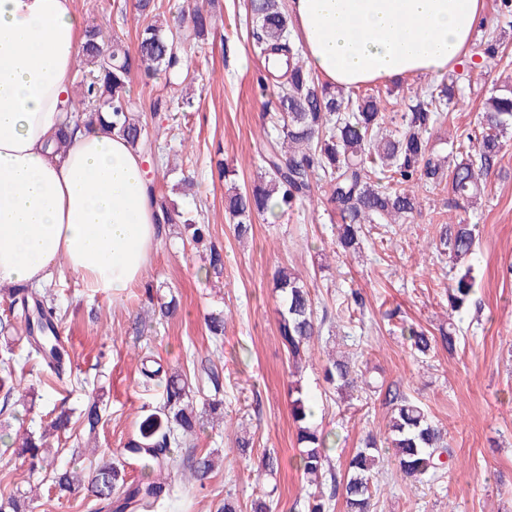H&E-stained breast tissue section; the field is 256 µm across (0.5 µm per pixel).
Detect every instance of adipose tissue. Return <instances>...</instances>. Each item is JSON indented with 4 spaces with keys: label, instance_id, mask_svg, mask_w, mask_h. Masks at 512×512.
Wrapping results in <instances>:
<instances>
[{
    "label": "adipose tissue",
    "instance_id": "1",
    "mask_svg": "<svg viewBox=\"0 0 512 512\" xmlns=\"http://www.w3.org/2000/svg\"><path fill=\"white\" fill-rule=\"evenodd\" d=\"M308 66L352 90L442 76L469 53L484 0H289ZM72 0H0V288L41 287L59 262L112 300L140 282L160 240L143 159L100 128L46 148L81 50Z\"/></svg>",
    "mask_w": 512,
    "mask_h": 512
}]
</instances>
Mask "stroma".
<instances>
[{
	"instance_id": "1",
	"label": "stroma",
	"mask_w": 512,
	"mask_h": 512,
	"mask_svg": "<svg viewBox=\"0 0 512 512\" xmlns=\"http://www.w3.org/2000/svg\"><path fill=\"white\" fill-rule=\"evenodd\" d=\"M135 0H73L85 26L134 46L141 19ZM247 0H212L214 19L206 41L184 44L195 80L192 112L177 102L155 112L148 105L165 93V79L144 85L133 78L131 94L144 105L143 120L155 149L145 168L158 190L181 208L199 212L209 226L204 243L186 242L182 225L165 226L139 286L125 299L92 294L77 275L58 269L51 293L59 314L61 342L71 375L59 380L47 372L40 355L18 336H0V361L13 357L18 386L0 410V423L41 432L61 409L73 414L68 431L52 438L49 454L57 468L92 471L101 455L123 463L127 481L145 479L121 450L140 418L163 400V389L143 382L142 372L159 367L187 374L217 366L221 391L193 382L189 398L199 418L191 448L218 454L219 462L201 482L171 470L162 479L171 497L164 512H216L233 500L241 512L272 494V512H307L313 495L327 494L330 480L315 485L299 468L296 426L290 414L291 386L300 382L314 405L313 421L328 436L330 465L336 475L367 434L382 435L388 408L381 393L365 389L337 391L326 382L329 352L348 355L367 378L399 387L422 403L447 432L453 461L433 480L410 482L383 462L378 475L376 512H512V137L500 170L489 175L482 203L469 220L478 226L481 262L474 271L475 292L467 311L448 313V287L457 271L436 250L441 222L447 221L448 194L417 188L420 206L414 217L391 229L373 224L358 254L348 255L334 242L324 185H315L313 202L294 212L258 215L253 232L237 239L224 209L228 184L250 188L261 173L257 148L271 133L269 117L278 110L275 80L260 84L265 60L251 46L246 24ZM498 72H470L472 93L435 128L429 144L446 151L449 130L478 124ZM189 188L178 189L183 178ZM224 256V271L207 273L211 250ZM301 272L311 286L321 333L310 342L299 370H292L278 333L280 296L275 270ZM359 291L363 308L349 319L343 300ZM175 297L176 315L156 324L149 293ZM395 309L399 318L383 314ZM224 315V334L214 337L205 316ZM455 321L460 343L455 352L435 347L420 357L400 332L401 322L430 335ZM98 397L101 420L88 437L79 414ZM220 397L224 421L212 426L208 403ZM253 442L242 457L236 439ZM9 438L0 439V496L37 487L35 512H93L84 495L51 488L44 471H30L14 454ZM273 457L272 474L255 482L252 474L263 456Z\"/></svg>"
}]
</instances>
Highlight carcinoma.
I'll return each instance as SVG.
<instances>
[{"label": "carcinoma", "instance_id": "cac0c4a2", "mask_svg": "<svg viewBox=\"0 0 512 512\" xmlns=\"http://www.w3.org/2000/svg\"><path fill=\"white\" fill-rule=\"evenodd\" d=\"M136 9L143 18L136 46L130 50L121 40L108 39L100 28L85 30L79 56L69 120L87 127L107 129L125 138L141 153L152 149L145 124L138 115L140 104L131 96L133 74L144 83L164 73L173 93L191 85L190 70L180 46L181 33L161 20L158 0H137ZM247 16L253 26V50L260 56L278 46L288 47V74L278 81L277 134L259 144L264 179L249 190L233 192L224 199L225 210L235 221V235L250 233L251 217L273 209L292 211L310 196L313 183L328 187L326 201L336 215L337 245L349 254L360 250L363 226L396 224L413 216L419 206L414 187L448 190L450 207L465 213L477 209L482 199V182L501 162L504 138L512 130V83L507 81L487 98L485 110L476 128L448 140V154L432 152L426 135L448 119V114L468 96L463 74L453 70L445 78L415 93L401 113L395 129L387 130L388 116L382 112L378 97L355 90L347 93L319 83L318 75L308 69L302 50L291 42L288 12L282 0H248ZM190 17L188 36L206 39L213 25L210 13L196 4H187ZM512 27V0H496L494 13L481 29L477 55L486 65L500 66L507 56L500 35L504 26ZM149 193L161 223L183 224L190 241L199 242L209 225L175 205L165 193L149 186ZM477 225L467 219L445 222L439 228V253L464 272L448 286V329H440L442 346L452 352L457 336L453 332V313L462 309L474 292L473 272L480 262ZM276 287L282 292L278 332L297 363L311 339L318 333L311 290L302 275L281 267L274 273ZM9 314L0 319V334L14 329L15 320L24 321L26 339L57 377L66 375L65 354L57 340L58 318L47 301L38 299L25 288H12ZM412 347L425 355L437 339L424 330L401 328ZM161 369L144 372L149 381L164 386L163 402L137 423L136 435L129 439L123 454L139 462L143 469L176 467L184 464L197 480L214 468L211 454L179 459L174 448L180 445L178 434L196 431L193 408L186 402L189 386L186 375H160ZM326 380L339 391L361 383L373 382L355 370L348 360L336 359L325 366ZM291 416L301 446L300 467L309 477L323 476L329 466L326 437L313 425L310 399L301 386H294ZM384 401L389 419L382 439L369 435L362 448L349 459L341 479H332L328 498L315 497L307 512H328L327 500L344 499L346 512H373L372 501L378 490L375 475L385 456H390L396 472L403 478L421 482L444 465L442 457H452L447 440L434 425L420 403L411 400L397 387H387ZM44 437H22L17 455L33 468L47 461L42 455ZM52 482L61 491L83 490L93 500L105 504L110 512H159L167 496L166 485L146 480L127 484L125 475L112 458H103L86 476L75 469L52 470ZM34 498L10 495L0 497V512H32Z\"/></svg>", "mask_w": 512, "mask_h": 512}]
</instances>
